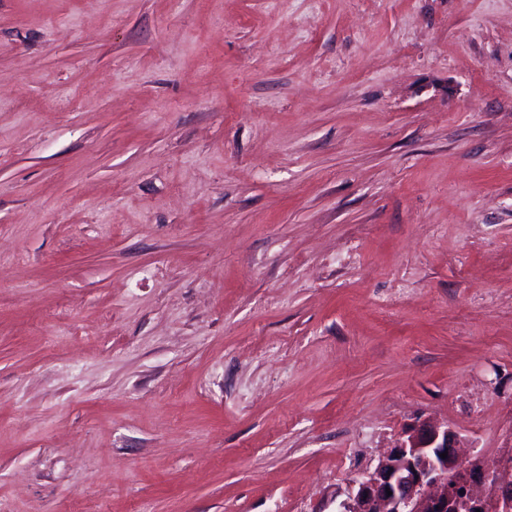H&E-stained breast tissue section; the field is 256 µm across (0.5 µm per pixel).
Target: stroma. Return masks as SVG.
Instances as JSON below:
<instances>
[{
    "label": "stroma",
    "mask_w": 512,
    "mask_h": 512,
    "mask_svg": "<svg viewBox=\"0 0 512 512\" xmlns=\"http://www.w3.org/2000/svg\"><path fill=\"white\" fill-rule=\"evenodd\" d=\"M420 416L512 456V0H0V512H337Z\"/></svg>",
    "instance_id": "35a3bbf8"
}]
</instances>
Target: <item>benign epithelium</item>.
<instances>
[{"instance_id":"benign-epithelium-1","label":"benign epithelium","mask_w":512,"mask_h":512,"mask_svg":"<svg viewBox=\"0 0 512 512\" xmlns=\"http://www.w3.org/2000/svg\"><path fill=\"white\" fill-rule=\"evenodd\" d=\"M479 483L494 486V495H473ZM337 512H512V481L499 483L493 463L462 460L448 425L424 419L351 481Z\"/></svg>"}]
</instances>
